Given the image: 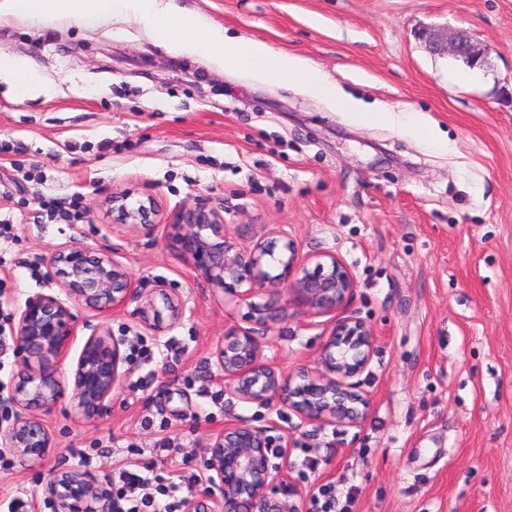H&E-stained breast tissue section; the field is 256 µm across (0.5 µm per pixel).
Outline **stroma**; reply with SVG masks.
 <instances>
[{
  "mask_svg": "<svg viewBox=\"0 0 512 512\" xmlns=\"http://www.w3.org/2000/svg\"><path fill=\"white\" fill-rule=\"evenodd\" d=\"M188 2L373 109L421 114L448 143L174 54L131 19L88 29L0 16V52L31 58L56 85L52 98L20 101L0 83V220L20 235L0 243L12 311L60 287L56 277L32 280L21 260L72 242L111 251L108 198L126 189L153 199L157 216L149 233L123 241L119 261L145 293L161 279L188 306L159 329L133 302L109 314L78 309L113 335L145 337L155 359L132 367L98 421L79 418L66 398L44 414L56 445L0 470V512L27 493L29 512H48L47 474L76 468L73 449L103 441L86 470L100 482L127 445L164 471L196 465L209 438L242 422L276 424L287 438L288 476L276 489L295 512H310L313 491L329 483L352 494L351 512H512V0ZM427 30L480 40L490 69L432 53ZM74 193L84 223H37L48 198ZM201 201L223 209L224 233L238 243L282 228L301 255L331 251L351 270L345 309L374 331L357 426L204 395L219 387L212 352L229 328L250 327L252 306L278 307L262 353L286 373L318 369L330 319L282 290L245 303L197 280L172 249L168 215ZM161 415L165 431L145 425ZM163 436L171 448L155 453ZM310 453L320 459L313 469L302 464Z\"/></svg>",
  "mask_w": 512,
  "mask_h": 512,
  "instance_id": "stroma-1",
  "label": "stroma"
}]
</instances>
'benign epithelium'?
<instances>
[{"label":"benign epithelium","mask_w":512,"mask_h":512,"mask_svg":"<svg viewBox=\"0 0 512 512\" xmlns=\"http://www.w3.org/2000/svg\"><path fill=\"white\" fill-rule=\"evenodd\" d=\"M424 38L433 51L451 55L469 67H491L484 45L461 32L428 31ZM131 196L130 192L114 193L109 199L116 228L130 237L150 231L154 213L151 203L130 205ZM170 222L179 228L175 251L196 278L227 294L239 293L245 284L252 290L283 284L298 305L325 316L344 306L356 288L354 276L340 257L321 252L302 260L283 230L249 245H236L224 235L221 210L207 203L174 207ZM270 259L282 268L280 274L273 276L266 269ZM43 264L61 278V289L30 297L17 314L15 330L24 363L11 393L15 417L0 424V446L23 459H42L54 447L50 430L35 410L51 411L69 387L76 414L95 421L130 373L123 340L104 327H95L70 377H64L61 366L78 333L89 327L79 322L74 308L82 305L106 314L143 299L145 305L137 308L138 314L156 322L166 316L172 325L186 312L185 304L168 293L163 283L157 285L160 300L143 294L134 287L124 264L107 252L95 253L74 242L49 251ZM372 349V328L350 314L333 319L315 376L305 370L285 374L265 362L254 327L227 331L224 343L213 353V363L224 380V390L244 402L285 407L308 422L332 418L355 426L369 402L353 378L367 368ZM272 443L268 428L244 423L212 437L203 454L209 481L219 495H190L186 512H285L284 503L275 495V481L286 472L288 461L271 462L267 448ZM46 494L56 512H79L89 497L99 502L100 512H108L104 488L77 469L50 472Z\"/></svg>","instance_id":"7a95c632"}]
</instances>
